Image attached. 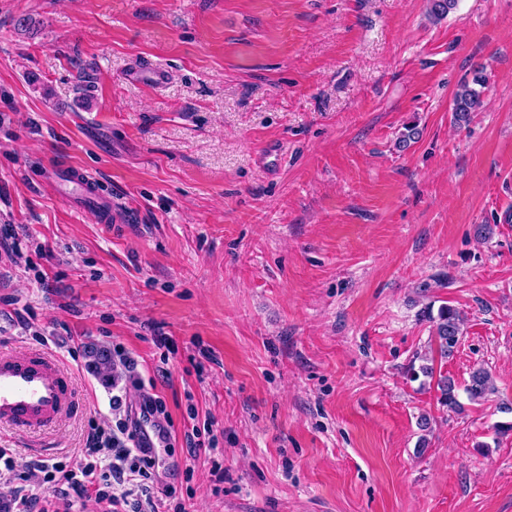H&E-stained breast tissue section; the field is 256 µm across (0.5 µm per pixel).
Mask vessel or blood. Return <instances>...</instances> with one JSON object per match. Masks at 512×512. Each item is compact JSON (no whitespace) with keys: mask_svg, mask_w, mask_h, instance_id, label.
<instances>
[{"mask_svg":"<svg viewBox=\"0 0 512 512\" xmlns=\"http://www.w3.org/2000/svg\"><path fill=\"white\" fill-rule=\"evenodd\" d=\"M48 181L72 208L96 206L113 231L124 230L127 214L113 211L100 180L76 169L47 167ZM74 404L73 383L56 358L42 350L0 354V424L20 431L55 427Z\"/></svg>","mask_w":512,"mask_h":512,"instance_id":"1","label":"vessel or blood"}]
</instances>
